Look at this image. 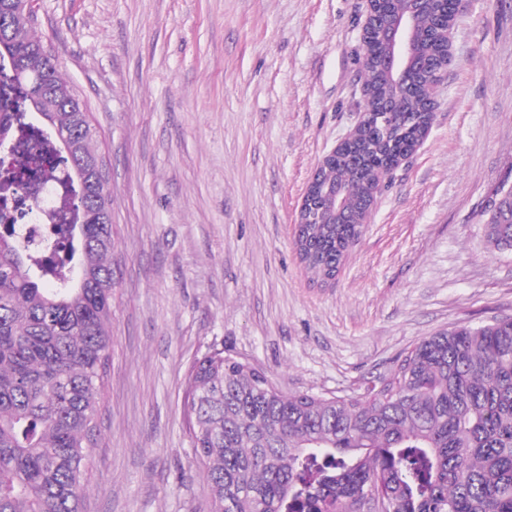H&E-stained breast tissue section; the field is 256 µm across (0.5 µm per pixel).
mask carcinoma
Listing matches in <instances>:
<instances>
[{
    "instance_id": "carcinoma-1",
    "label": "carcinoma",
    "mask_w": 512,
    "mask_h": 512,
    "mask_svg": "<svg viewBox=\"0 0 512 512\" xmlns=\"http://www.w3.org/2000/svg\"><path fill=\"white\" fill-rule=\"evenodd\" d=\"M430 21L421 7L417 51L435 60L444 45L426 36ZM52 57L36 32L23 47L0 42V137L11 150L22 139L52 141L74 210L62 258L48 256L51 243L36 246L0 223V512H83L112 348L110 201L75 174L78 161L101 156L100 133L65 104L73 89ZM22 67L62 102L46 121L30 120L41 102L18 78ZM363 68L366 107L392 95L405 111L380 137L359 128L320 169L318 192L341 188L349 223L326 213L295 225L300 259L318 279L336 275L380 182L434 119L439 79L416 74L412 103L377 55H365ZM511 202L504 186L486 209L487 242L501 253L512 251ZM183 409L208 512H362L367 499L385 512H512L511 316L422 339L362 395H287L215 350L190 366Z\"/></svg>"
}]
</instances>
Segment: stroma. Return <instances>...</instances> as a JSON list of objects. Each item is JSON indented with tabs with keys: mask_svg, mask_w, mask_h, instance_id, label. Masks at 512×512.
Instances as JSON below:
<instances>
[{
	"mask_svg": "<svg viewBox=\"0 0 512 512\" xmlns=\"http://www.w3.org/2000/svg\"><path fill=\"white\" fill-rule=\"evenodd\" d=\"M102 132L112 354L85 512H207L182 411L221 350L286 394L365 393L423 338L512 316L485 209L512 184V0H467L414 155L336 278L293 231L364 107L366 0H34Z\"/></svg>",
	"mask_w": 512,
	"mask_h": 512,
	"instance_id": "35a3bbf8",
	"label": "stroma"
}]
</instances>
